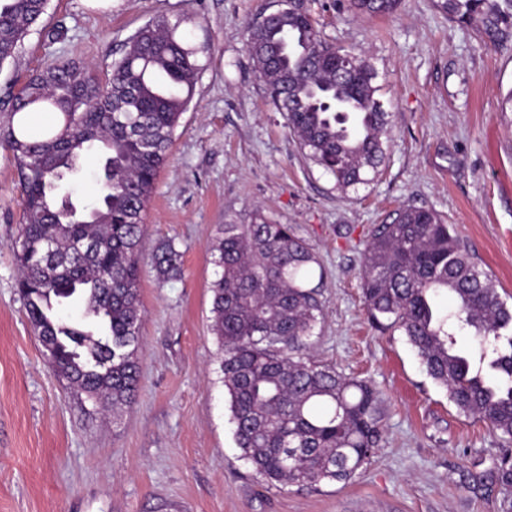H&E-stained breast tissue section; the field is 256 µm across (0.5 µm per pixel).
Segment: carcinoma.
<instances>
[{"label":"carcinoma","instance_id":"cac0c4a2","mask_svg":"<svg viewBox=\"0 0 512 512\" xmlns=\"http://www.w3.org/2000/svg\"><path fill=\"white\" fill-rule=\"evenodd\" d=\"M400 5L353 0L373 15L391 16ZM47 7L48 0H0V68ZM434 7L459 22L482 14L491 38L512 24V0H434ZM185 22L149 20L105 82L75 62L39 71L13 97L0 129L23 200L14 251L28 318L57 375L102 410L132 403L137 391L145 214L200 72L199 50L180 32ZM245 42L304 157L340 192L369 184L386 163L390 124L369 61L348 54L350 71L342 75L336 48L321 39L301 0L251 22ZM326 98L346 102L354 125L326 111ZM32 112L54 113L57 121L34 128ZM90 157L101 160L97 198L79 206L63 187ZM152 263L164 282L182 274L171 240L159 243ZM213 263L211 331L242 457L271 486L350 482L381 446L385 409L373 384L309 355L321 319L309 283L317 257L290 225L257 211L250 224L220 227ZM361 279L370 321L406 336L459 412L512 441V305L454 226L433 209L400 210L373 229ZM441 294L453 303L445 315L435 305ZM73 301L92 328L59 316L57 308ZM462 334L477 341L476 353L458 347ZM466 486L483 498L502 494L500 512H512V449L467 473Z\"/></svg>","mask_w":512,"mask_h":512}]
</instances>
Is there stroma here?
Here are the masks:
<instances>
[{"label":"stroma","mask_w":512,"mask_h":512,"mask_svg":"<svg viewBox=\"0 0 512 512\" xmlns=\"http://www.w3.org/2000/svg\"><path fill=\"white\" fill-rule=\"evenodd\" d=\"M303 3L324 39L365 55L391 114L386 166L345 194L303 157L246 51L248 24L274 0H49L0 67L3 125L32 74L75 61L106 79L156 16H190L182 30L202 65L147 208L139 378L119 417L43 358L17 286V171L0 146V512H497L500 495L474 496L464 476L490 467L505 441L449 402L401 332L369 321L360 262L375 225L431 208L512 295V112L502 109L512 26L493 41L481 16L455 22L433 0H403L392 17L358 13L351 0ZM258 210L292 225L320 259L313 358L371 381L383 399L382 446L347 484L268 485L234 439L210 330L212 249L220 225L251 223ZM163 239L183 267L164 283L150 263Z\"/></svg>","instance_id":"stroma-1"}]
</instances>
